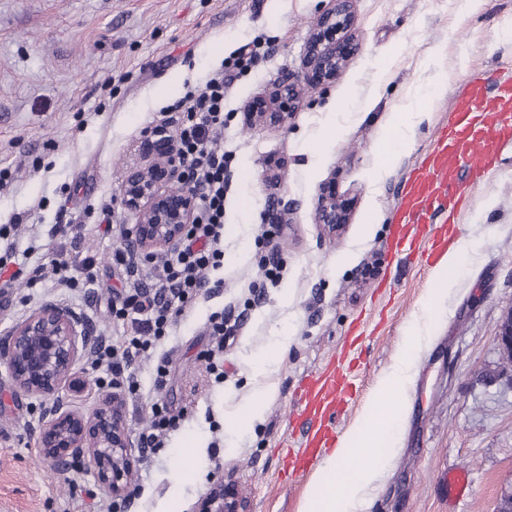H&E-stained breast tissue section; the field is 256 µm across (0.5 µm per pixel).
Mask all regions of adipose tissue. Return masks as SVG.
<instances>
[{"label": "adipose tissue", "instance_id": "ef3b65f1", "mask_svg": "<svg viewBox=\"0 0 512 512\" xmlns=\"http://www.w3.org/2000/svg\"><path fill=\"white\" fill-rule=\"evenodd\" d=\"M438 90L427 96H416L401 112L395 114L383 149L400 153L409 144V132L420 123L425 100L436 99ZM435 315L424 311L407 329V335L395 357L391 370L382 376L373 391L371 402L352 436L342 439L308 483L300 512H362L379 465L389 454L386 437L395 413L398 394L411 383L412 371L419 351L432 335Z\"/></svg>", "mask_w": 512, "mask_h": 512}]
</instances>
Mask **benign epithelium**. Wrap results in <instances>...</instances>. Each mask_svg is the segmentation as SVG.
Listing matches in <instances>:
<instances>
[{
	"instance_id": "benign-epithelium-1",
	"label": "benign epithelium",
	"mask_w": 512,
	"mask_h": 512,
	"mask_svg": "<svg viewBox=\"0 0 512 512\" xmlns=\"http://www.w3.org/2000/svg\"><path fill=\"white\" fill-rule=\"evenodd\" d=\"M332 2L310 34L302 61L311 88L335 80L358 48L353 39V0ZM301 94L299 80L282 76L246 112L255 123L283 126ZM147 152L148 164L128 172L121 193L123 205L136 219L131 247L152 260L180 244L187 226L194 222L195 197L188 190L171 187L178 166L172 140L150 138ZM314 220L334 235L349 222V213L336 192L324 190L317 197ZM497 342L503 356L512 357V315L504 320ZM97 345L98 337L78 315L47 301L0 338V362L18 392L41 402L32 433L42 455L58 470L92 462L103 490L112 499L123 500L136 462L134 449L141 444L129 430L120 394H102L98 407L83 413L63 393L78 361ZM198 512H239V502L220 478L200 502Z\"/></svg>"
}]
</instances>
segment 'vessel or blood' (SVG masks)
I'll return each instance as SVG.
<instances>
[{
    "label": "vessel or blood",
    "mask_w": 512,
    "mask_h": 512,
    "mask_svg": "<svg viewBox=\"0 0 512 512\" xmlns=\"http://www.w3.org/2000/svg\"><path fill=\"white\" fill-rule=\"evenodd\" d=\"M512 142V66L474 75L456 87L446 124L436 130L425 157L402 181L393 211L392 260L447 251L457 217L473 189ZM348 354L305 377L289 419L295 444L286 449L283 475H305L331 447L336 420L349 408L356 375Z\"/></svg>",
    "instance_id": "obj_1"
}]
</instances>
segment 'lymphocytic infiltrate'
Listing matches in <instances>:
<instances>
[{
    "instance_id": "1",
    "label": "lymphocytic infiltrate",
    "mask_w": 512,
    "mask_h": 512,
    "mask_svg": "<svg viewBox=\"0 0 512 512\" xmlns=\"http://www.w3.org/2000/svg\"><path fill=\"white\" fill-rule=\"evenodd\" d=\"M260 55L241 47L227 73L215 74L193 87L174 103L185 119L178 129V182L193 192L196 214L187 226L178 249L162 258L163 274L150 280L130 247L112 251V264L124 274L127 286L112 298V316L130 321L133 332L115 344L98 345L96 368L108 376L113 388L136 395L137 370L151 362L154 388L167 383V359H153L152 352L164 340L171 325L197 297L210 291L211 274L224 265V152L214 145L224 130V90L237 72L257 65ZM177 425V418L163 401L150 406V419L140 433L143 457L163 448Z\"/></svg>"
}]
</instances>
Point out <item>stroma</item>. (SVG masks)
Here are the masks:
<instances>
[{
	"label": "stroma",
	"mask_w": 512,
	"mask_h": 512,
	"mask_svg": "<svg viewBox=\"0 0 512 512\" xmlns=\"http://www.w3.org/2000/svg\"><path fill=\"white\" fill-rule=\"evenodd\" d=\"M330 0H0V226L11 216L29 266L45 263L58 246L48 230L59 208L81 226L70 253L95 262L96 282L73 291L46 278L36 287L19 280L0 297V337L52 300L116 339L130 325L113 319V291L123 275L112 264L135 218L121 204L127 172L145 166L147 129L165 125L169 107L187 88L219 71L246 43L267 55L241 74L224 97V267L221 286L179 317L157 353L169 358V380L154 390L148 365L141 388L124 397L132 434L147 423L150 403L163 400L180 421L149 465H136L135 496L117 512H196L217 480L238 495L243 512H299L304 484L281 481V443L305 376L341 349L356 320L366 336L358 350L359 386L337 421L348 437L378 379L393 364L406 328L437 299L434 332L414 366L390 444V460L363 512H495L512 487V362L503 359L499 327L512 311V145L464 214L461 238L478 250L459 268L455 284L435 296L433 268L413 257L388 266L393 207L401 182L429 148L448 116L454 86L477 72L512 62V0H482L462 16L457 0H354L358 49L328 85L304 91L282 127L249 123L245 103L283 74L300 75L310 31ZM468 59L454 66L457 54ZM448 81L385 178H378L377 144L400 106L431 88L438 68ZM347 102L334 111L336 100ZM343 134L327 141L330 123ZM252 178H245V170ZM353 202L345 230L324 234L313 221L322 184ZM293 206L279 236L266 238L273 198ZM112 204V227L96 207ZM278 265L277 281L265 271ZM232 314L240 327L224 345V379L215 381L200 354L208 318ZM287 339L288 349L261 375L252 363ZM272 390L249 429L229 416L260 384ZM37 399L16 392L0 365V512H116L94 469L81 463L55 469L31 435ZM198 439L196 475L177 483L184 448ZM463 471L469 486L448 488Z\"/></svg>",
	"instance_id": "stroma-1"
}]
</instances>
